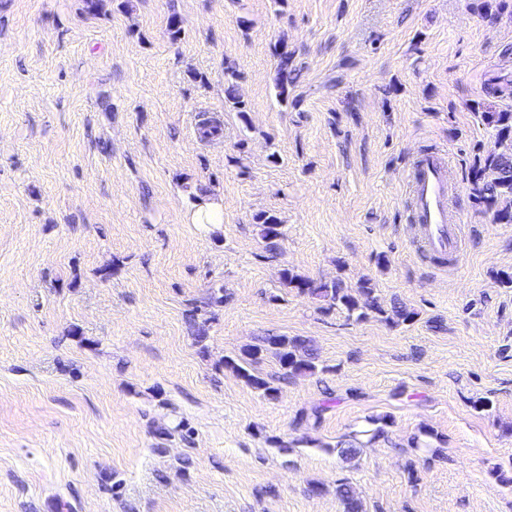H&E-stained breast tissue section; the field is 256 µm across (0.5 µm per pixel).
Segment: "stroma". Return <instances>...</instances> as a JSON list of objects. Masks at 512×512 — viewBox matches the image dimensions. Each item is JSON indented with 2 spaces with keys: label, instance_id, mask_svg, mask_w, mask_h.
<instances>
[{
  "label": "stroma",
  "instance_id": "1",
  "mask_svg": "<svg viewBox=\"0 0 512 512\" xmlns=\"http://www.w3.org/2000/svg\"><path fill=\"white\" fill-rule=\"evenodd\" d=\"M479 3L0 0V512H343L342 481L365 512H512L492 474L512 472V224L469 197L512 16ZM281 42L300 71L284 101ZM425 149L471 230L452 269L413 252ZM213 193L223 224L190 223ZM285 269L370 281L417 318L349 319ZM272 334L323 367L266 357L273 400L224 365ZM372 416L385 436L342 460ZM424 428L442 443L419 457Z\"/></svg>",
  "mask_w": 512,
  "mask_h": 512
}]
</instances>
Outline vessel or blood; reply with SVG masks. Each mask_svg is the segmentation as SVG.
<instances>
[{
    "label": "vessel or blood",
    "mask_w": 512,
    "mask_h": 512,
    "mask_svg": "<svg viewBox=\"0 0 512 512\" xmlns=\"http://www.w3.org/2000/svg\"><path fill=\"white\" fill-rule=\"evenodd\" d=\"M452 168L440 153H418L405 200L415 221L413 245L420 254L456 262L466 248L465 226L453 205Z\"/></svg>",
    "instance_id": "obj_1"
}]
</instances>
